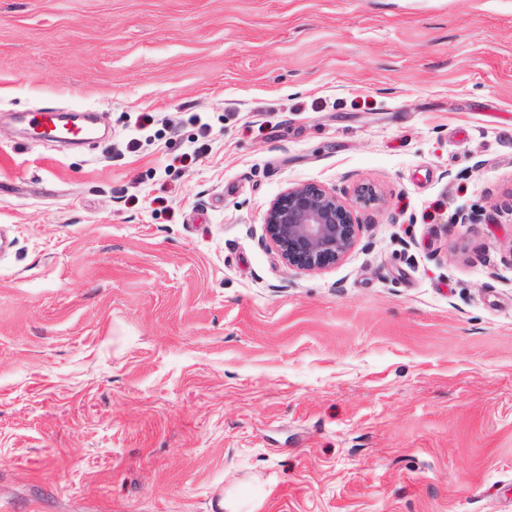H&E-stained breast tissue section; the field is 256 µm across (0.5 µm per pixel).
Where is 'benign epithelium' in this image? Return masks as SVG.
<instances>
[{
    "label": "benign epithelium",
    "mask_w": 512,
    "mask_h": 512,
    "mask_svg": "<svg viewBox=\"0 0 512 512\" xmlns=\"http://www.w3.org/2000/svg\"><path fill=\"white\" fill-rule=\"evenodd\" d=\"M358 232L336 190L314 183L286 189L264 216L265 239L286 264L308 272L342 260Z\"/></svg>",
    "instance_id": "benign-epithelium-1"
}]
</instances>
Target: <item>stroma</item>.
I'll return each instance as SVG.
<instances>
[{
  "mask_svg": "<svg viewBox=\"0 0 512 512\" xmlns=\"http://www.w3.org/2000/svg\"><path fill=\"white\" fill-rule=\"evenodd\" d=\"M0 231V512H512V0H0ZM28 125L34 140L55 139L62 143L70 142V130L64 129L66 125L58 121L57 114L51 107H44L38 112L30 113ZM265 239L288 266L313 272L342 260L359 225L336 190L314 183L289 187L264 216Z\"/></svg>",
  "mask_w": 512,
  "mask_h": 512,
  "instance_id": "1",
  "label": "stroma"
}]
</instances>
